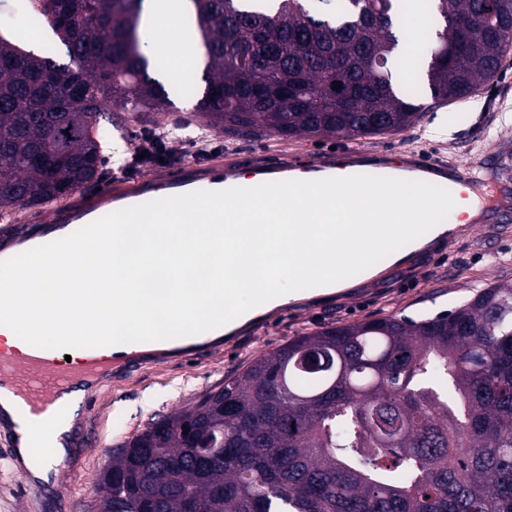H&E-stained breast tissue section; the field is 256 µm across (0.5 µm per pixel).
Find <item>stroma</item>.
<instances>
[{
	"instance_id": "obj_1",
	"label": "stroma",
	"mask_w": 512,
	"mask_h": 512,
	"mask_svg": "<svg viewBox=\"0 0 512 512\" xmlns=\"http://www.w3.org/2000/svg\"><path fill=\"white\" fill-rule=\"evenodd\" d=\"M422 117L408 129L357 138L372 152L414 151L469 166L481 176L479 196L490 207L477 221L426 246H407L402 258L374 275L350 278L346 287L309 302L289 301L288 315H258L246 327L226 334L223 346L190 359L170 358L113 378L101 387L93 408L81 414L83 447L69 449L75 469L71 482L35 494L4 456L12 437L0 429V512H99L100 479L114 451L159 416L191 407L206 392L220 388L253 358L297 336L329 327L386 316L420 320L454 310L490 285L512 282V179L497 171L512 166V54L496 74L469 98L454 102L424 97ZM327 137L285 139L276 135L237 139L239 152L270 147L285 156L315 154Z\"/></svg>"
}]
</instances>
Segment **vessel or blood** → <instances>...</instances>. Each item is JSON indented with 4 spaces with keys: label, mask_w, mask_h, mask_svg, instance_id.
<instances>
[{
    "label": "vessel or blood",
    "mask_w": 512,
    "mask_h": 512,
    "mask_svg": "<svg viewBox=\"0 0 512 512\" xmlns=\"http://www.w3.org/2000/svg\"><path fill=\"white\" fill-rule=\"evenodd\" d=\"M241 154L226 160H213L196 166L193 172L181 168L163 169L148 177H124L102 182L100 189L75 188L71 198L52 206L50 213L24 215L22 223L0 226V232L16 241L17 251L64 238L76 230L118 210L152 200L199 190L256 186L266 181L290 179L303 174L317 180L332 174L338 165L350 174L392 177L408 174L414 179L449 187L470 186L476 180L472 168L411 152L365 153L351 146L349 138H337L334 148L315 158L299 155L285 160L279 152L268 150L252 177L241 180L238 173ZM196 356L197 350L183 339L87 347L70 350L25 346L24 350L0 349V396H10L23 420L20 430L29 442L51 440L58 419L65 415L64 397L77 395L80 405L96 398L100 386L114 374L157 364L172 351Z\"/></svg>",
    "instance_id": "obj_1"
}]
</instances>
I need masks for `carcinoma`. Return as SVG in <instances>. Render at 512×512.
I'll return each mask as SVG.
<instances>
[{
  "mask_svg": "<svg viewBox=\"0 0 512 512\" xmlns=\"http://www.w3.org/2000/svg\"><path fill=\"white\" fill-rule=\"evenodd\" d=\"M190 3L203 88L152 76L164 64L141 43L143 0H41L40 14L14 0L69 63L0 35L1 213L100 175L104 100L159 112L195 98L197 124L226 134H389L420 118L425 91L466 98L512 49V0H430L415 83L389 38L409 42L403 0ZM110 469L102 512H512V284L432 318L298 336L149 424Z\"/></svg>",
  "mask_w": 512,
  "mask_h": 512,
  "instance_id": "cac0c4a2",
  "label": "carcinoma"
}]
</instances>
